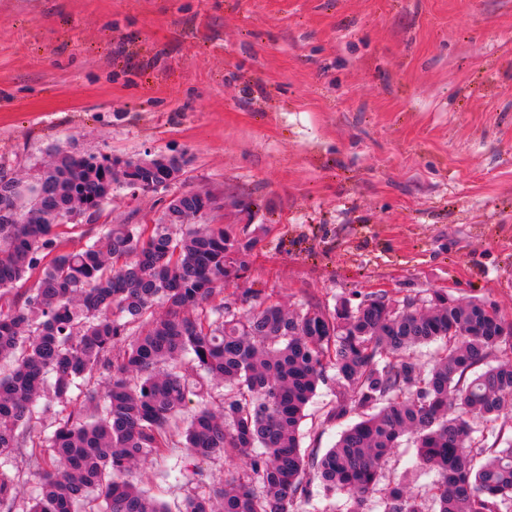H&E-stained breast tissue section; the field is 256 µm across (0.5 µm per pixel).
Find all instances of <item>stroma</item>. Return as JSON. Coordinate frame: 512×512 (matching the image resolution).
Listing matches in <instances>:
<instances>
[{
	"instance_id": "1",
	"label": "stroma",
	"mask_w": 512,
	"mask_h": 512,
	"mask_svg": "<svg viewBox=\"0 0 512 512\" xmlns=\"http://www.w3.org/2000/svg\"><path fill=\"white\" fill-rule=\"evenodd\" d=\"M56 146L183 168L155 192L115 190L60 228L59 251L206 191L227 207L205 223L256 242L225 301L422 307L442 290L512 321V0H0V176L32 178ZM335 403L320 385L306 452L336 443ZM415 453L402 441L382 476L426 500ZM181 458L131 476L170 512L227 467Z\"/></svg>"
}]
</instances>
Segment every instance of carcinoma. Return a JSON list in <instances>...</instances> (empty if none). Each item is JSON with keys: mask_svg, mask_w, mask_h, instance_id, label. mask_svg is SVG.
I'll list each match as a JSON object with an SVG mask.
<instances>
[{"mask_svg": "<svg viewBox=\"0 0 512 512\" xmlns=\"http://www.w3.org/2000/svg\"><path fill=\"white\" fill-rule=\"evenodd\" d=\"M51 150L30 180L0 186V300L40 270L28 292L0 305V460L22 458L39 477L23 512H170L126 479L170 449L221 456L224 482L182 512H298L319 481L349 512L369 496L383 512H423L407 487H380L383 462L407 438L435 473L432 512L512 507V435L475 430L512 411V322L491 303L434 290L429 309L370 295L354 305L290 313L250 289L246 310L218 301L241 277L255 242L222 226H190L195 203L157 224H109L77 252H56L58 228L95 214L112 186L145 177L128 160ZM437 345L425 368L411 355ZM333 375L327 374V369ZM339 388L328 419L355 413L322 456L301 448L319 384ZM227 388L214 394L219 384ZM198 410L181 438L187 403ZM71 407L51 436L37 430L54 405ZM0 472V505L16 503Z\"/></svg>", "mask_w": 512, "mask_h": 512, "instance_id": "cac0c4a2", "label": "carcinoma"}]
</instances>
